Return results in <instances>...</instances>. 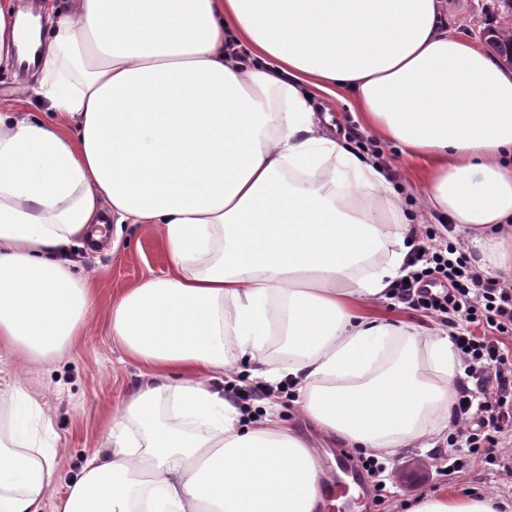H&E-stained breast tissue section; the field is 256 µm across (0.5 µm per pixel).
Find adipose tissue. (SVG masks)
I'll use <instances>...</instances> for the list:
<instances>
[{"label":"adipose tissue","instance_id":"adipose-tissue-1","mask_svg":"<svg viewBox=\"0 0 512 512\" xmlns=\"http://www.w3.org/2000/svg\"><path fill=\"white\" fill-rule=\"evenodd\" d=\"M45 17L28 88L45 112L0 101V343L38 362L85 335L95 294L71 252L106 225H159L169 255L112 303L144 381L53 512H315L318 450L225 397L244 368L296 383L302 418L347 447H435L460 360L447 331L375 308L427 221L512 278V68L455 34L442 0H47ZM339 91L417 162V191L333 122L321 97ZM8 392L23 432L0 434V512H43L52 427ZM499 504L426 495L412 512Z\"/></svg>","mask_w":512,"mask_h":512}]
</instances>
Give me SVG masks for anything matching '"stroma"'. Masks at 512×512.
Wrapping results in <instances>:
<instances>
[{
  "instance_id": "35a3bbf8",
  "label": "stroma",
  "mask_w": 512,
  "mask_h": 512,
  "mask_svg": "<svg viewBox=\"0 0 512 512\" xmlns=\"http://www.w3.org/2000/svg\"><path fill=\"white\" fill-rule=\"evenodd\" d=\"M448 19L457 33L471 41L483 42L489 27L512 24L500 0H446ZM73 258L93 268L91 285L97 296L89 330L64 357L30 364L9 358L0 369L7 382L21 381L24 389L41 404L58 436L56 463L58 492L80 470L84 458L99 448L112 417L142 383L141 366L113 342L109 330L112 299L122 289L168 268V252L160 227L142 231L129 227L117 250L93 255L76 251ZM433 449L404 448L386 457L395 474L388 483L389 498L370 512H408L415 499L448 492L492 494L500 497L512 512V478L492 464L476 463L447 476L437 475L442 462Z\"/></svg>"
}]
</instances>
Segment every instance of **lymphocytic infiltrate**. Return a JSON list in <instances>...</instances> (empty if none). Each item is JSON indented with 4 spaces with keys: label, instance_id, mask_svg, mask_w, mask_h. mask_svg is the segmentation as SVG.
<instances>
[{
    "label": "lymphocytic infiltrate",
    "instance_id": "lymphocytic-infiltrate-1",
    "mask_svg": "<svg viewBox=\"0 0 512 512\" xmlns=\"http://www.w3.org/2000/svg\"><path fill=\"white\" fill-rule=\"evenodd\" d=\"M453 232L435 224L415 237L411 270L391 296L447 328L464 367L447 438L456 451L449 471L479 460L511 475L502 449L512 435V285L480 271Z\"/></svg>",
    "mask_w": 512,
    "mask_h": 512
}]
</instances>
